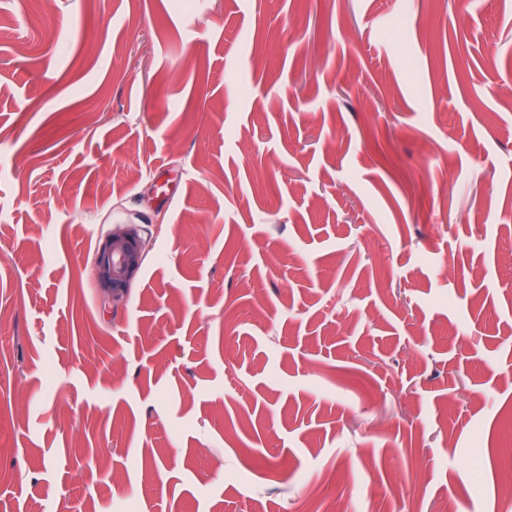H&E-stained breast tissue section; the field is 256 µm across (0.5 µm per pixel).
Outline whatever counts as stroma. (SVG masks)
I'll return each instance as SVG.
<instances>
[{
    "label": "stroma",
    "instance_id": "35a3bbf8",
    "mask_svg": "<svg viewBox=\"0 0 512 512\" xmlns=\"http://www.w3.org/2000/svg\"><path fill=\"white\" fill-rule=\"evenodd\" d=\"M504 363L512 0H0V512H512ZM145 229L141 224H124L102 241L96 259V278L112 302L127 295L129 286L144 261Z\"/></svg>",
    "mask_w": 512,
    "mask_h": 512
}]
</instances>
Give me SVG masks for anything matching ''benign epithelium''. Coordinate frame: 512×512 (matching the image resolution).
<instances>
[{
	"instance_id": "benign-epithelium-1",
	"label": "benign epithelium",
	"mask_w": 512,
	"mask_h": 512,
	"mask_svg": "<svg viewBox=\"0 0 512 512\" xmlns=\"http://www.w3.org/2000/svg\"><path fill=\"white\" fill-rule=\"evenodd\" d=\"M145 229L140 224H126L102 241L96 259V278L102 292L118 301L127 295L129 286L144 261Z\"/></svg>"
}]
</instances>
